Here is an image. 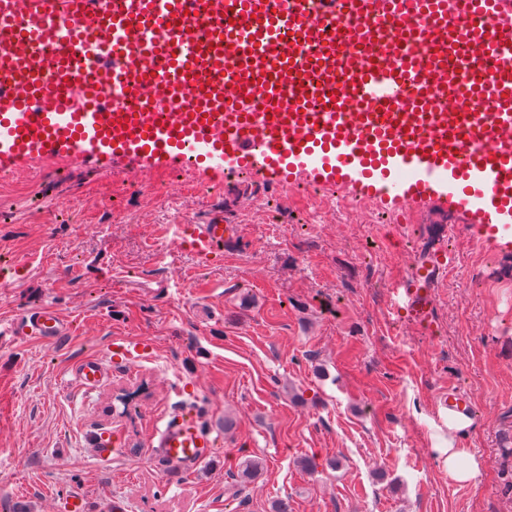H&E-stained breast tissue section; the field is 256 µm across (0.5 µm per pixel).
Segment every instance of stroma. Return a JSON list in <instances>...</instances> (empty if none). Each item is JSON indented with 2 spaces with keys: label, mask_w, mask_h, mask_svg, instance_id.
<instances>
[{
  "label": "stroma",
  "mask_w": 512,
  "mask_h": 512,
  "mask_svg": "<svg viewBox=\"0 0 512 512\" xmlns=\"http://www.w3.org/2000/svg\"><path fill=\"white\" fill-rule=\"evenodd\" d=\"M100 194V211L79 200ZM345 192L217 186L184 170L139 179L37 165L0 178V323L43 303L71 320L54 344L0 335V512H512V255L477 243L427 205L353 210ZM241 227L203 264L171 250L168 227L215 211ZM456 256L436 290L430 336L398 321L391 286L419 246ZM115 336L157 349L82 389L77 362ZM473 402L459 440L483 461L469 484L443 465V388ZM194 407L236 426L189 475L150 439ZM102 431L120 451L101 461ZM262 476L238 490L248 457ZM316 462L315 472L303 469Z\"/></svg>",
  "instance_id": "obj_1"
}]
</instances>
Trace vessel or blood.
<instances>
[{"label": "vessel or blood", "mask_w": 512, "mask_h": 512, "mask_svg": "<svg viewBox=\"0 0 512 512\" xmlns=\"http://www.w3.org/2000/svg\"><path fill=\"white\" fill-rule=\"evenodd\" d=\"M452 0H0V28L54 44L45 67L0 49V175L32 163L92 162L101 174L125 163L178 170L222 160L225 182L302 181L349 188L391 204L421 198L461 217L481 244L512 252V0H465L473 22L452 19ZM184 17L182 27L171 26ZM234 17L231 28L219 27ZM99 27L91 32L87 19ZM400 22L404 43L382 44L374 67L359 46ZM207 32L212 49L198 52ZM482 45L490 75L479 91L496 110L454 112L450 95L476 71L471 44ZM206 79H198V72ZM415 98H405L406 85ZM111 86L109 95L99 92ZM335 91L325 108L320 96ZM364 99L346 120L342 105ZM179 251L213 262L239 227L215 212L203 224H175ZM453 263L439 245L424 247L394 286L400 321L426 334L437 327L435 289ZM72 323L49 304L19 316L0 334L54 343ZM154 350L151 339L116 338L105 358L76 366L82 388H96L113 366L133 367ZM450 414H471L456 390L438 393ZM220 444L198 414H174L152 436L162 463L193 472Z\"/></svg>", "instance_id": "1"}]
</instances>
